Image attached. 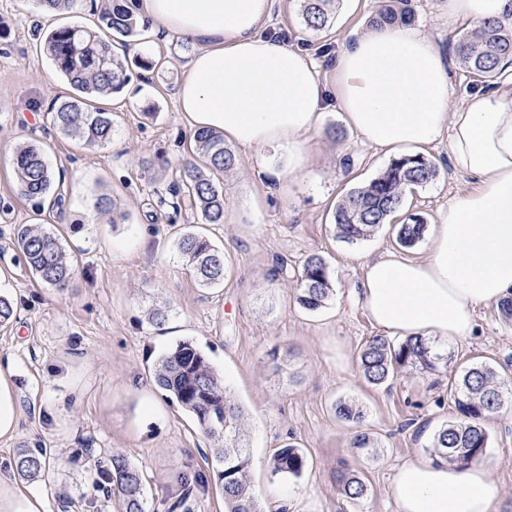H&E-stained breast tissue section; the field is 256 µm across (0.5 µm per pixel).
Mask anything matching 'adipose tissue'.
Returning a JSON list of instances; mask_svg holds the SVG:
<instances>
[{"label": "adipose tissue", "instance_id": "obj_1", "mask_svg": "<svg viewBox=\"0 0 512 512\" xmlns=\"http://www.w3.org/2000/svg\"><path fill=\"white\" fill-rule=\"evenodd\" d=\"M157 34L196 51L176 101L190 129H212L262 157L287 146L286 175L299 176L308 145L336 99L348 126L396 156L447 141L470 189L436 225L418 261L387 252L369 259L360 303L373 324L400 338L462 341L476 307L512 297V93L475 92L452 105L450 74L416 27H383L349 39L330 76L307 53L263 29L274 0H138ZM450 25L512 13V0H444ZM397 512H494L496 487L481 463L459 468L422 457L396 470Z\"/></svg>", "mask_w": 512, "mask_h": 512}]
</instances>
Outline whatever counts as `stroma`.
<instances>
[{
	"mask_svg": "<svg viewBox=\"0 0 512 512\" xmlns=\"http://www.w3.org/2000/svg\"><path fill=\"white\" fill-rule=\"evenodd\" d=\"M102 0H74L62 20L39 0H0V295L15 305L0 327V367L10 368L17 405L13 434L0 438V473L39 496L45 512H119L116 497L95 490L89 456H125L144 474L146 512H225L208 436L193 415L154 383L157 360L179 342H193L246 410L249 479L266 512H397L390 493L396 468L427 456L435 432L459 413L448 386L473 363L494 367L512 385V323L497 306L477 308L475 331L464 342H436L447 366L432 372L406 369L387 384L365 382L358 352L377 328L356 303L368 257L399 249L394 224L382 225L355 245L340 241L333 226L338 200L391 161L363 144L337 107L325 112L310 144L307 173L281 180L288 150L274 147L265 162L239 154L220 174L224 221L205 224L176 194L179 170L193 159L192 133L175 100L178 80L195 52L193 43L158 41L147 33L127 39L130 82L102 105L112 112V139L85 147L56 131L50 111L72 89L43 51L51 26L87 23ZM381 0H340L331 29H305L299 0H275L266 34L330 65L345 38L370 29ZM415 21L450 59L454 104L473 94V81L455 59L442 0H411ZM165 54L151 70L137 58ZM40 146L55 175L51 210L22 198L11 154ZM437 179L414 188L404 210L427 224L440 222L453 197L471 185L456 172L447 143L428 147ZM113 200L126 219L97 217L100 196ZM54 232L75 271L61 290L42 285L16 246L22 225ZM187 232L207 236L223 250L224 280L199 287L177 248ZM320 255L335 293L320 311L295 300L305 259ZM168 319L152 325L147 310ZM278 361H271V353ZM360 404L364 419H339L337 400ZM483 458L497 488L495 508L512 507V400L488 419ZM366 432L376 454L353 451ZM288 441L304 448L308 466L297 479L272 476L267 461ZM44 453V477L17 475L18 449ZM367 484L356 501L336 485L342 469ZM191 486H184V478Z\"/></svg>",
	"mask_w": 512,
	"mask_h": 512,
	"instance_id": "1",
	"label": "stroma"
}]
</instances>
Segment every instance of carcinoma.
<instances>
[{
  "mask_svg": "<svg viewBox=\"0 0 512 512\" xmlns=\"http://www.w3.org/2000/svg\"><path fill=\"white\" fill-rule=\"evenodd\" d=\"M303 24L319 32L333 23L340 0H299ZM411 18L409 0H384L374 18L376 26L405 23ZM139 21L133 11L111 4L98 15L93 28L69 25L53 29L45 37L43 50L67 80L73 94L54 107L52 125L61 133L75 137L88 147H103L112 138V113L90 110L87 100L109 96L128 81L125 61L110 51L112 40L137 35ZM454 51L463 69L484 88L494 84L501 74V63L512 60V20L477 22L454 43ZM200 163L187 161L179 170L182 196L204 224L224 223V191L213 174L232 170L237 156L224 143V135L208 129L193 132ZM17 189L30 201H42L49 195L54 175L43 152L36 145L19 148L14 158ZM439 174L437 164L425 155L394 159L370 181L350 189L336 204L333 226L337 238L347 244L361 242L388 223L403 204L405 189L425 185ZM97 211L110 216L114 224L124 215L114 210L107 196L98 198ZM426 221L418 215L408 216L396 232L397 242L411 247L419 242ZM17 245L27 268L42 284L63 288L73 276L74 268L65 247L54 233L22 227ZM178 247L189 264L198 285L212 288L224 280V254L196 233L184 234ZM335 291L328 265L318 255L304 263L296 301L307 311H317L327 304ZM443 356L432 351L430 342L421 338L406 339L398 344L383 336L368 339L359 351L358 368L372 385H383L407 368L436 370ZM158 387L191 413L210 436L222 441L214 449L218 464L217 478L224 494L226 512H265L248 481L249 453L243 446L245 412L228 393L222 378L215 373L201 351L184 341L161 356L155 366ZM501 381L486 364L464 370L450 386L459 411L458 419L442 426L434 435L430 455L437 462L466 467L481 459L488 448L489 435L485 420L504 406ZM336 415L359 423L363 411L345 400L335 404ZM14 466L19 477L33 479L46 471L43 455L28 449L17 453ZM274 475L300 477L307 466L304 449L286 443L271 454L268 462ZM98 480L112 487L120 503V512H145L144 477L124 457L113 455L107 464L93 461ZM339 492L351 500L360 499L367 485L356 472L345 469L336 478Z\"/></svg>",
  "mask_w": 512,
  "mask_h": 512,
  "instance_id": "obj_1",
  "label": "carcinoma"
}]
</instances>
